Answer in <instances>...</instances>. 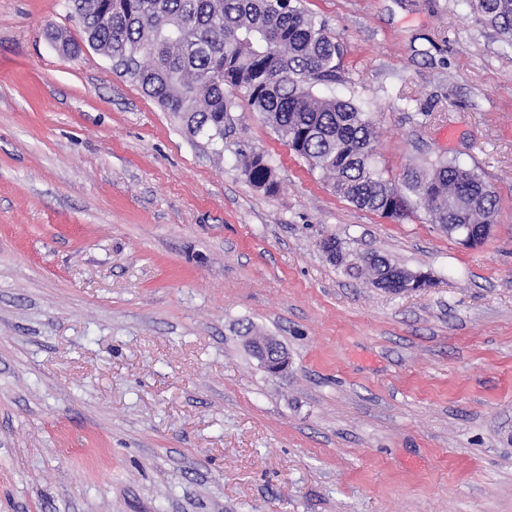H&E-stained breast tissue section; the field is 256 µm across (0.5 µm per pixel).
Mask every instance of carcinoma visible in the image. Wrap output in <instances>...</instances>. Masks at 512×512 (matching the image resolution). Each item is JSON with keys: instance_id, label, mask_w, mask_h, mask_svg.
Here are the masks:
<instances>
[{"instance_id": "1", "label": "carcinoma", "mask_w": 512, "mask_h": 512, "mask_svg": "<svg viewBox=\"0 0 512 512\" xmlns=\"http://www.w3.org/2000/svg\"><path fill=\"white\" fill-rule=\"evenodd\" d=\"M83 19L91 48L134 61L128 77L169 111L190 134L224 142V116L241 94L272 131L320 170L333 192L360 209L400 217L422 208L450 234L459 224H491L495 191L474 171L443 156L396 182L372 167L374 128L349 100L315 95L336 82L340 45L300 0H67ZM474 20L512 39V0H471ZM247 180L258 190L279 188L262 154L238 151ZM357 254L336 262L373 279Z\"/></svg>"}]
</instances>
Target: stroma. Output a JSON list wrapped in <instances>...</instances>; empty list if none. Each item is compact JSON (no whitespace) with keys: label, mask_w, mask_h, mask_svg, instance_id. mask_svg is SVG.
I'll list each match as a JSON object with an SVG mask.
<instances>
[{"label":"stroma","mask_w":512,"mask_h":512,"mask_svg":"<svg viewBox=\"0 0 512 512\" xmlns=\"http://www.w3.org/2000/svg\"><path fill=\"white\" fill-rule=\"evenodd\" d=\"M302 5L384 176L456 160L491 234L357 208L242 98L191 135L66 0H0V512H512V46L468 0ZM329 236L432 284L351 276ZM238 156L242 172L252 186L265 193H274L278 190L276 169L263 154L241 149ZM246 343L253 355L261 362L267 372L279 374L288 366V355L278 348V340L273 336H252L251 330L246 329ZM278 350V355L272 351Z\"/></svg>","instance_id":"1"}]
</instances>
